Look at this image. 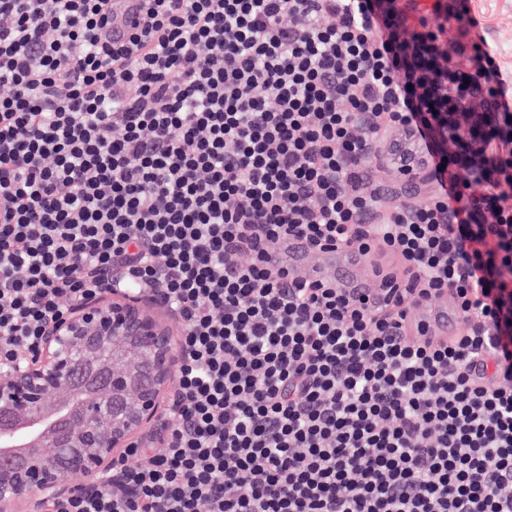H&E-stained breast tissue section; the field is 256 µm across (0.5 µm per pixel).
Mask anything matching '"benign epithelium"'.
Masks as SVG:
<instances>
[{"label": "benign epithelium", "mask_w": 512, "mask_h": 512, "mask_svg": "<svg viewBox=\"0 0 512 512\" xmlns=\"http://www.w3.org/2000/svg\"><path fill=\"white\" fill-rule=\"evenodd\" d=\"M172 322L122 292L75 305L42 344L0 378V512H41L167 411L177 365Z\"/></svg>", "instance_id": "obj_1"}]
</instances>
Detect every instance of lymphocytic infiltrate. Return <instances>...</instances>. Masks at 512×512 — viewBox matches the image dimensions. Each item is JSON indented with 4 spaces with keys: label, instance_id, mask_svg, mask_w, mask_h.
<instances>
[{
    "label": "lymphocytic infiltrate",
    "instance_id": "1",
    "mask_svg": "<svg viewBox=\"0 0 512 512\" xmlns=\"http://www.w3.org/2000/svg\"><path fill=\"white\" fill-rule=\"evenodd\" d=\"M385 0H0V372L107 288L183 325L173 422L44 512H512V85ZM408 135L432 183L367 165ZM369 259L375 296L277 264ZM449 298L450 341L413 308ZM142 17L140 0H114L112 2V20L102 30L103 38L123 42L138 28ZM368 169L370 172L372 183L376 187H378L384 193L400 196V199H420L425 195L427 191V185L425 183L418 185L420 192L417 195H415L416 188H409L407 190H404L403 186H401V184L398 181V177L392 175L387 170L386 167L379 165L375 157L371 158Z\"/></svg>",
    "mask_w": 512,
    "mask_h": 512
}]
</instances>
